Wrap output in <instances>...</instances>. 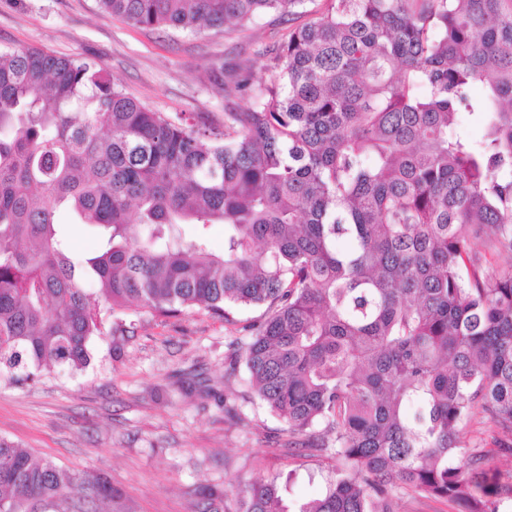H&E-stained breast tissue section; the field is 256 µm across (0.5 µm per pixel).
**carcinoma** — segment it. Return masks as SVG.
Returning a JSON list of instances; mask_svg holds the SVG:
<instances>
[{
	"label": "carcinoma",
	"mask_w": 512,
	"mask_h": 512,
	"mask_svg": "<svg viewBox=\"0 0 512 512\" xmlns=\"http://www.w3.org/2000/svg\"><path fill=\"white\" fill-rule=\"evenodd\" d=\"M300 2L98 0L191 32ZM267 73L216 130L151 110L92 59L0 52V368L83 370L117 309L262 307L240 346L254 394L288 445L344 462L298 512L404 496L499 512L512 480L460 426L512 433V269L484 276L475 250L512 252V0H324ZM60 208L104 247L71 253ZM184 224L224 225V254ZM237 495L240 512H289L274 481ZM117 498L0 438V512Z\"/></svg>",
	"instance_id": "carcinoma-1"
}]
</instances>
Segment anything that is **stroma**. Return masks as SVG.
I'll return each instance as SVG.
<instances>
[{
  "mask_svg": "<svg viewBox=\"0 0 512 512\" xmlns=\"http://www.w3.org/2000/svg\"><path fill=\"white\" fill-rule=\"evenodd\" d=\"M323 5L303 0L286 16L189 33L132 26L103 14L98 0H0V50L94 59L150 109L220 128L225 113L246 111L252 98L230 81L215 86L210 69L264 77L263 49ZM260 315L236 310L227 322L200 307L170 319L116 313L120 331L94 341L81 373L51 367L28 382L0 380V437L63 469L105 474L122 497L104 512H192L207 507L210 488L225 494L219 512H238L234 485L272 479L284 504L297 507L343 463L289 452L282 423L253 401L233 343ZM189 373L213 379L212 392L185 395L180 381ZM461 435L488 452L491 469L512 474V434L476 417Z\"/></svg>",
  "mask_w": 512,
  "mask_h": 512,
  "instance_id": "stroma-1",
  "label": "stroma"
}]
</instances>
